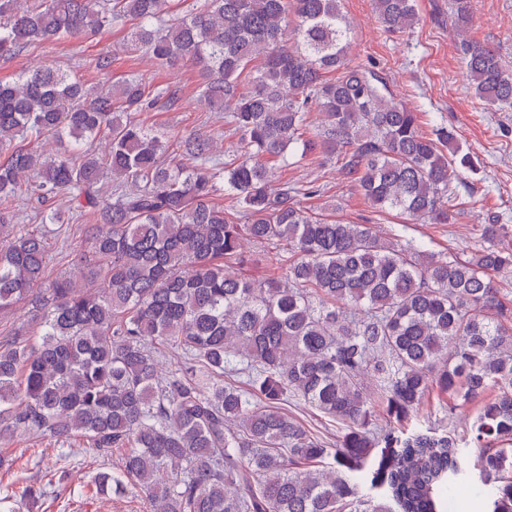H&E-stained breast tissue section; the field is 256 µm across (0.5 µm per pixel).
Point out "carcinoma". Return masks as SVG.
<instances>
[{"label": "carcinoma", "instance_id": "cac0c4a2", "mask_svg": "<svg viewBox=\"0 0 512 512\" xmlns=\"http://www.w3.org/2000/svg\"><path fill=\"white\" fill-rule=\"evenodd\" d=\"M376 9L389 31L415 19V0ZM128 24L127 49L200 70L240 155L144 126L132 113L153 110L155 90L113 77L107 53L91 59L96 86L47 65L0 80V311L31 295L40 328L0 337V435L127 449L96 493L132 481L153 512H448L475 448L489 512H512L504 225H484L465 257L435 254L310 213L275 178L298 148L334 156L374 208L451 224L470 164L444 152L452 135H422L417 113L346 64L341 0H0V57ZM462 60L480 101L512 104L494 47L465 42ZM50 140L67 148L33 147ZM16 200L59 232L94 217L91 258L46 278L45 235ZM256 246L283 252L281 275L247 274ZM289 400L336 424L333 445L282 411ZM467 405L462 434L408 430L426 406Z\"/></svg>", "mask_w": 512, "mask_h": 512}]
</instances>
